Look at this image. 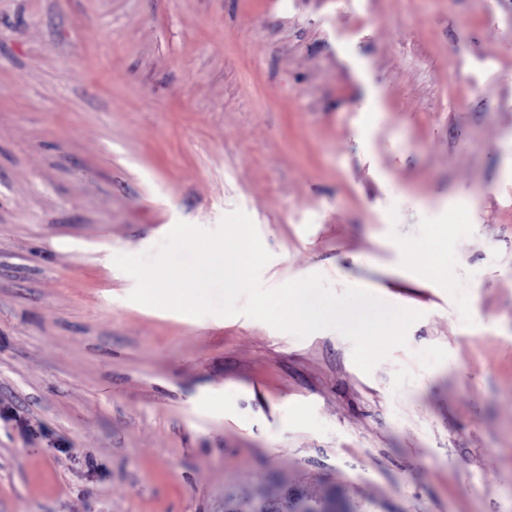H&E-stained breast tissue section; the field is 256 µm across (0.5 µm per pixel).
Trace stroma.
Returning a JSON list of instances; mask_svg holds the SVG:
<instances>
[{
	"instance_id": "1",
	"label": "stroma",
	"mask_w": 512,
	"mask_h": 512,
	"mask_svg": "<svg viewBox=\"0 0 512 512\" xmlns=\"http://www.w3.org/2000/svg\"><path fill=\"white\" fill-rule=\"evenodd\" d=\"M235 210L406 346L130 300ZM284 493L512 512V0H0V512Z\"/></svg>"
}]
</instances>
